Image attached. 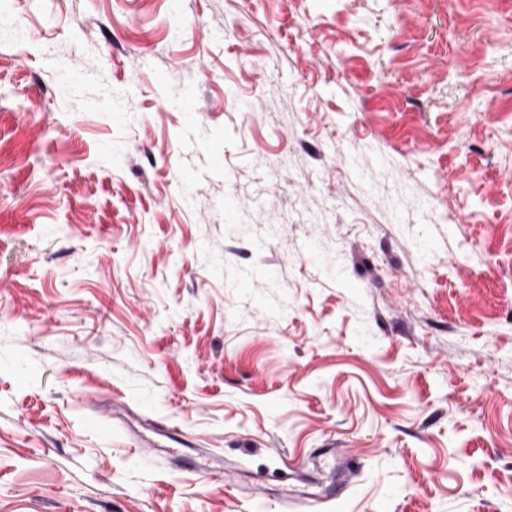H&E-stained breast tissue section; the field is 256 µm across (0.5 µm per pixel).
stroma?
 Masks as SVG:
<instances>
[{
  "label": "stroma",
  "instance_id": "1",
  "mask_svg": "<svg viewBox=\"0 0 512 512\" xmlns=\"http://www.w3.org/2000/svg\"><path fill=\"white\" fill-rule=\"evenodd\" d=\"M0 512H512V0H0Z\"/></svg>",
  "mask_w": 512,
  "mask_h": 512
}]
</instances>
